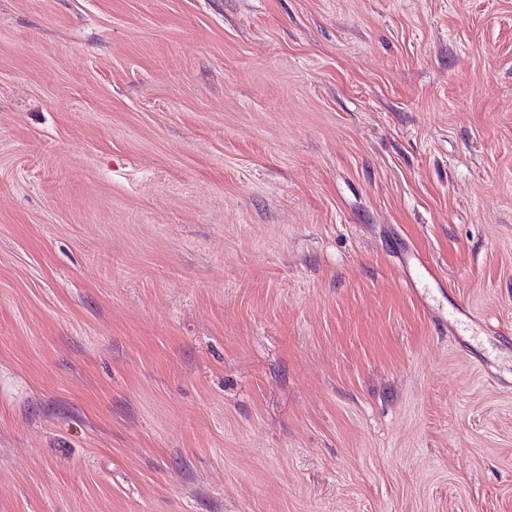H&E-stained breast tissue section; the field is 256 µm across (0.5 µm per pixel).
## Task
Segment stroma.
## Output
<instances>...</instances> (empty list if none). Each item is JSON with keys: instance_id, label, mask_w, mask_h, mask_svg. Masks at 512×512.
I'll return each instance as SVG.
<instances>
[{"instance_id": "35a3bbf8", "label": "stroma", "mask_w": 512, "mask_h": 512, "mask_svg": "<svg viewBox=\"0 0 512 512\" xmlns=\"http://www.w3.org/2000/svg\"><path fill=\"white\" fill-rule=\"evenodd\" d=\"M0 512H512V0H0Z\"/></svg>"}]
</instances>
